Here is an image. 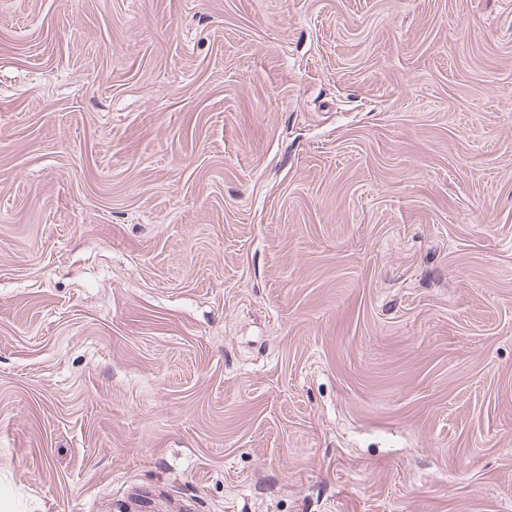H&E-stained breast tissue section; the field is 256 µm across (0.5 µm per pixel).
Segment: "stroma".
<instances>
[{
  "mask_svg": "<svg viewBox=\"0 0 512 512\" xmlns=\"http://www.w3.org/2000/svg\"><path fill=\"white\" fill-rule=\"evenodd\" d=\"M512 512V0H0V512Z\"/></svg>",
  "mask_w": 512,
  "mask_h": 512,
  "instance_id": "35a3bbf8",
  "label": "stroma"
}]
</instances>
